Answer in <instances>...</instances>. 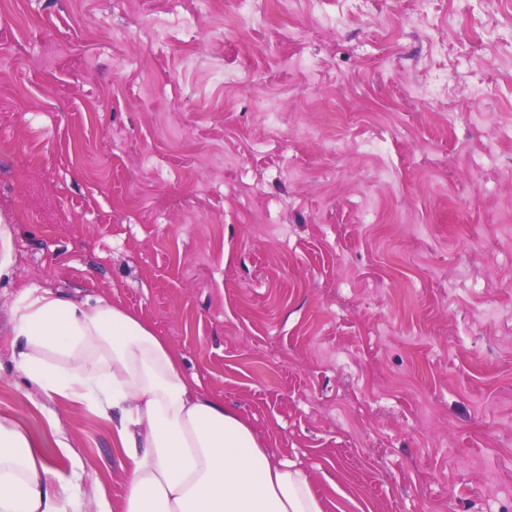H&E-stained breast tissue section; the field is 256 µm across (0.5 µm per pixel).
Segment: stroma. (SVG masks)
Masks as SVG:
<instances>
[{
  "instance_id": "stroma-1",
  "label": "stroma",
  "mask_w": 512,
  "mask_h": 512,
  "mask_svg": "<svg viewBox=\"0 0 512 512\" xmlns=\"http://www.w3.org/2000/svg\"><path fill=\"white\" fill-rule=\"evenodd\" d=\"M0 419L125 485L11 356L29 288L148 322L324 512H512V0H15Z\"/></svg>"
}]
</instances>
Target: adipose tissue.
<instances>
[{
	"mask_svg": "<svg viewBox=\"0 0 512 512\" xmlns=\"http://www.w3.org/2000/svg\"><path fill=\"white\" fill-rule=\"evenodd\" d=\"M16 369L47 397L112 421L124 456L120 509L83 464L61 478L28 433L0 421V512H323L301 470L203 391L164 337L103 298L45 293L14 311Z\"/></svg>",
	"mask_w": 512,
	"mask_h": 512,
	"instance_id": "adipose-tissue-1",
	"label": "adipose tissue"
}]
</instances>
